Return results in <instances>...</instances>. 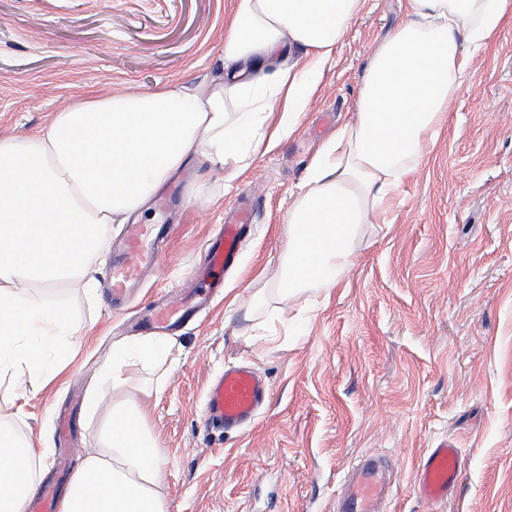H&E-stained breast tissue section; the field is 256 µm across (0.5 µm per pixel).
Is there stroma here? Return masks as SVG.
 I'll return each instance as SVG.
<instances>
[{
	"label": "stroma",
	"mask_w": 512,
	"mask_h": 512,
	"mask_svg": "<svg viewBox=\"0 0 512 512\" xmlns=\"http://www.w3.org/2000/svg\"><path fill=\"white\" fill-rule=\"evenodd\" d=\"M232 0H0V137L49 124L73 100L199 83L221 67ZM402 17L401 0H367L326 67L297 131L259 151L218 187L189 161L142 217L170 224L167 255L146 271L130 310L104 288H49L75 318L73 355L39 391L12 395L10 423L47 450L80 462L95 424L88 393L129 312L160 294L213 285L203 314L170 337L156 370L127 366L157 438L167 512H335L348 467L384 456L396 475L381 512H512V23L468 62L474 85L451 106L435 145L385 201L389 230L364 237L337 287L292 301L306 328L256 354L246 319L261 276L283 254L285 218L306 168L338 125L353 119L378 40ZM257 206L236 269L204 265L207 240L232 209ZM248 361L271 398L248 427H209L203 404L225 365ZM460 448L457 486L423 500L420 460L440 439Z\"/></svg>",
	"instance_id": "obj_1"
}]
</instances>
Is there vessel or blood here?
Listing matches in <instances>:
<instances>
[{"label": "vessel or blood", "instance_id": "obj_1", "mask_svg": "<svg viewBox=\"0 0 512 512\" xmlns=\"http://www.w3.org/2000/svg\"><path fill=\"white\" fill-rule=\"evenodd\" d=\"M249 223V216H242L236 223L225 225L223 233L211 240L207 255L213 269L221 272L237 263L243 231ZM164 255L158 241H146L143 229H132L106 277L109 296L122 297L129 283L138 278L142 267L161 265ZM209 300V291L203 289L179 303L156 305L140 318L139 326L145 332H158L174 325L188 311L202 308ZM269 398L270 387L258 372L247 365H232L210 384L204 418L224 429L237 430L250 424ZM458 455L459 450L450 439L442 440L430 449L416 480L423 498L432 502L447 499L458 481ZM392 487L387 464L373 455L362 456L349 468L336 502V512H379ZM57 498L53 484H40L30 498L28 512H55Z\"/></svg>", "mask_w": 512, "mask_h": 512}]
</instances>
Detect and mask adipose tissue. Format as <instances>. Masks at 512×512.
Segmentation results:
<instances>
[{
  "mask_svg": "<svg viewBox=\"0 0 512 512\" xmlns=\"http://www.w3.org/2000/svg\"><path fill=\"white\" fill-rule=\"evenodd\" d=\"M366 0H233L223 67L197 87L158 86L74 100L48 125L0 138V388L39 390L68 364L74 317L35 288L93 293L94 262L113 225L143 215L190 158L233 181L266 140L295 133L319 79ZM406 19L375 46L354 120L312 159L286 217L281 265L255 288L281 301L331 288L354 262L365 225L414 170L470 90L463 52H478L512 20V0H404ZM167 343L113 345L87 398L95 446L59 512H166L160 455L123 369L151 366ZM46 459L0 425V512H24Z\"/></svg>",
  "mask_w": 512,
  "mask_h": 512,
  "instance_id": "adipose-tissue-1",
  "label": "adipose tissue"
}]
</instances>
